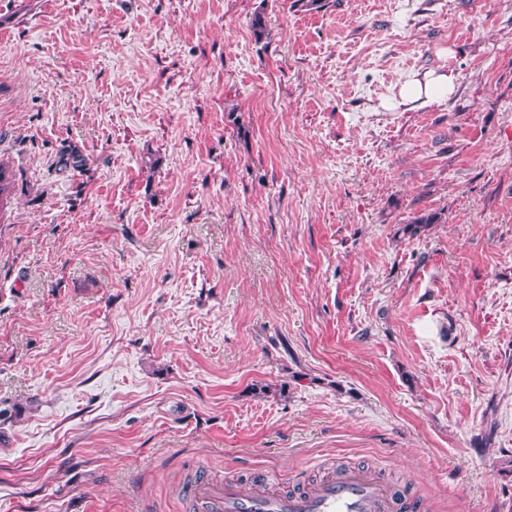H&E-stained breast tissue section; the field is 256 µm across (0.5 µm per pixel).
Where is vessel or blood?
Here are the masks:
<instances>
[{
  "mask_svg": "<svg viewBox=\"0 0 512 512\" xmlns=\"http://www.w3.org/2000/svg\"><path fill=\"white\" fill-rule=\"evenodd\" d=\"M189 497L196 512H398L390 489L363 471L339 469L294 494L242 490L238 485L203 479Z\"/></svg>",
  "mask_w": 512,
  "mask_h": 512,
  "instance_id": "1",
  "label": "vessel or blood"
}]
</instances>
